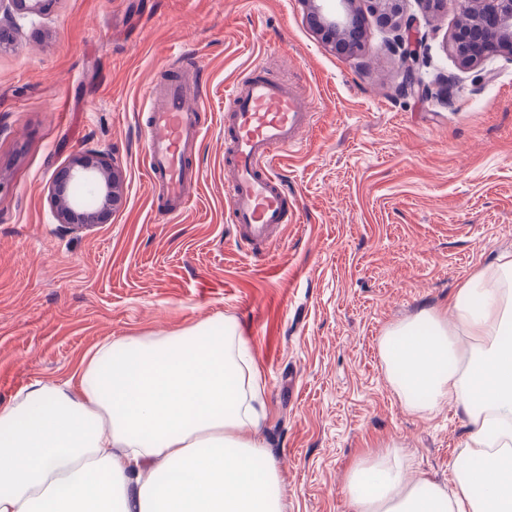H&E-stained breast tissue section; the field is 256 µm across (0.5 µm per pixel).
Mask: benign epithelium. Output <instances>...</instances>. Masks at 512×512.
<instances>
[{"label": "benign epithelium", "instance_id": "obj_1", "mask_svg": "<svg viewBox=\"0 0 512 512\" xmlns=\"http://www.w3.org/2000/svg\"><path fill=\"white\" fill-rule=\"evenodd\" d=\"M311 5L314 27L321 40L336 49L345 50L350 40L361 37L357 17L366 9L380 26L393 33L391 46L397 56L404 95H424L428 86L421 81L408 84L406 76L419 73L422 41L411 38L414 18L406 15V0H336V9L326 11L316 0ZM428 11L452 7L456 14L472 20L469 35L462 37L461 27L446 42L458 68L475 69L485 63V54L502 53L512 59V0H420ZM48 0H8V13L13 17L39 15ZM51 199L62 224H95L120 201V176L112 158L96 155V161L77 157L52 188Z\"/></svg>", "mask_w": 512, "mask_h": 512}]
</instances>
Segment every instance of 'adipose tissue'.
<instances>
[{"instance_id":"obj_1","label":"adipose tissue","mask_w":512,"mask_h":512,"mask_svg":"<svg viewBox=\"0 0 512 512\" xmlns=\"http://www.w3.org/2000/svg\"><path fill=\"white\" fill-rule=\"evenodd\" d=\"M512 257L457 288L442 313L388 328L380 351L411 411L462 406L472 423L455 493L408 481L398 448L348 472L353 512H512ZM245 341L198 326L86 353L59 383L0 407V512H282L260 437Z\"/></svg>"}]
</instances>
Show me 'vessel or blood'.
Returning <instances> with one entry per match:
<instances>
[{
	"mask_svg": "<svg viewBox=\"0 0 512 512\" xmlns=\"http://www.w3.org/2000/svg\"><path fill=\"white\" fill-rule=\"evenodd\" d=\"M315 112L305 91L253 66L224 99L225 198L237 241L266 251L297 209L272 162L278 153L299 147ZM203 132L198 107L183 82L166 84L161 100L151 101L144 123L146 172L169 216L187 208L199 172L187 158Z\"/></svg>",
	"mask_w": 512,
	"mask_h": 512,
	"instance_id": "vessel-or-blood-1",
	"label": "vessel or blood"
}]
</instances>
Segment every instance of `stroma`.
<instances>
[{
	"label": "stroma",
	"mask_w": 512,
	"mask_h": 512,
	"mask_svg": "<svg viewBox=\"0 0 512 512\" xmlns=\"http://www.w3.org/2000/svg\"><path fill=\"white\" fill-rule=\"evenodd\" d=\"M405 9L427 40L426 96L396 94L389 34L368 12L353 54L321 41L304 0H52L17 19L0 50V406L97 345L223 324L260 370L284 512H351L346 473L386 446L412 454L410 480L454 489L468 415L410 412L379 340L447 311L512 253V61L460 70L445 48L455 13ZM258 62L304 86L316 112L273 162L299 221L264 257L237 243L224 197V97ZM171 66L194 76L206 127L175 218L140 132ZM93 151L114 158L121 200L76 230L49 190Z\"/></svg>",
	"instance_id": "obj_1"
}]
</instances>
